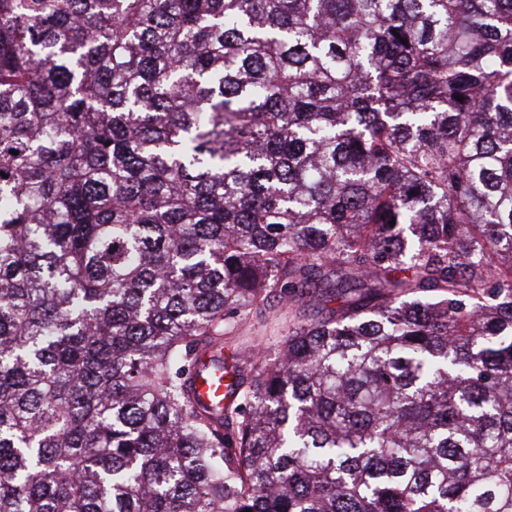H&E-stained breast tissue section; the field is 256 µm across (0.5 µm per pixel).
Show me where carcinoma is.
Instances as JSON below:
<instances>
[{"label": "carcinoma", "mask_w": 512, "mask_h": 512, "mask_svg": "<svg viewBox=\"0 0 512 512\" xmlns=\"http://www.w3.org/2000/svg\"><path fill=\"white\" fill-rule=\"evenodd\" d=\"M0 512H512V0H0ZM280 327L273 324H257L247 326L242 332L241 340L246 341L250 338H263L266 347L274 348V344L280 338L278 331ZM196 388L205 401H218L224 396V380L219 375H203L198 378Z\"/></svg>", "instance_id": "carcinoma-1"}]
</instances>
